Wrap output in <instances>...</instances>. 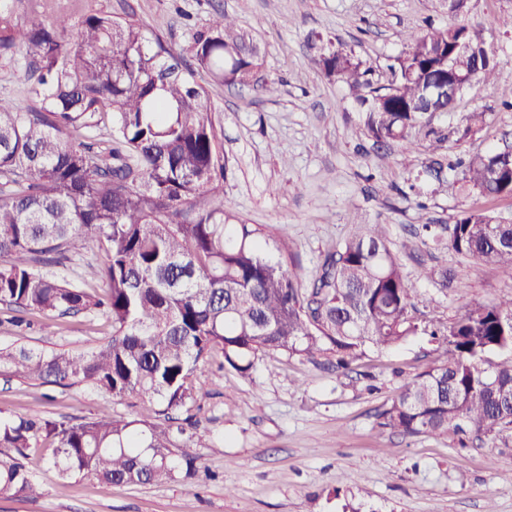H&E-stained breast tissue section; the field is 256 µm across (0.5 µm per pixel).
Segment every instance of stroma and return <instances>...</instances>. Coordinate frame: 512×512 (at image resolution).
<instances>
[{
    "instance_id": "obj_1",
    "label": "stroma",
    "mask_w": 512,
    "mask_h": 512,
    "mask_svg": "<svg viewBox=\"0 0 512 512\" xmlns=\"http://www.w3.org/2000/svg\"><path fill=\"white\" fill-rule=\"evenodd\" d=\"M73 16L83 6L122 17L173 46L208 26L216 11L236 18L261 51V77L280 85L268 97L250 87L211 82L207 92L221 117L224 205L263 224L289 243L288 269L301 284L315 277L330 247L355 224H383L392 251L417 291V309L450 321L476 304L512 295V279L495 267L435 246L462 212L484 211L512 221V196L462 189L457 173L425 174L430 161L448 163L512 142V110L498 104L495 84L478 82L453 111L435 114L432 136L416 133V148H380L360 131L346 88L314 66L311 42H332L386 73L406 48L405 35L425 18L449 19L441 0H59ZM512 0H470L467 17L481 25L486 47L512 77ZM36 72L25 61L0 59V100L30 103ZM486 109L483 127L461 130L469 112ZM82 262L52 273L98 293L103 263L92 244ZM437 266L455 275L444 290L427 279ZM30 327L0 324V348L24 341L33 349L85 351L108 339L99 313L34 314ZM446 345L424 335L379 349L365 347L349 370L330 356H259L248 374L223 366L214 352L197 370L208 392L192 410L213 435L197 449L199 472L188 482L108 485L89 478L56 479L48 470L54 443L30 449L26 465L44 484L38 501L0 499V512H512V429L462 448L453 435L408 437L380 430L378 415L404 385L446 361ZM140 399L112 398L83 385L60 386L0 374V413L43 412L79 423L105 415L135 418Z\"/></svg>"
}]
</instances>
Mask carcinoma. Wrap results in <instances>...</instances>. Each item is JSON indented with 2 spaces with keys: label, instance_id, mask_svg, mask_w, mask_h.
<instances>
[{
  "label": "carcinoma",
  "instance_id": "cac0c4a2",
  "mask_svg": "<svg viewBox=\"0 0 512 512\" xmlns=\"http://www.w3.org/2000/svg\"><path fill=\"white\" fill-rule=\"evenodd\" d=\"M406 34L407 49L388 66L395 88L353 53L321 46L315 65L343 84L378 143L413 147L411 132L431 113L411 103L459 41L484 42L461 19ZM21 48L38 72L29 93L38 106L0 100V304L60 315L99 312L112 336L86 351L0 350V369L15 376L69 381L113 397L138 394L137 418L104 416L70 424L37 413L0 415V498L37 501L42 483L26 465L39 438L56 441L49 469L57 478L92 477L114 485L189 480L193 448L210 432L173 414L188 412L201 389L200 361L219 349L245 374L261 353L313 358L331 352L345 369L367 345L390 348L430 331L448 358L417 374L380 414L379 427L405 435L470 431L491 436L512 427V296L470 307L453 322L423 327L409 312L415 288L388 244L383 225L359 224L328 251L308 287L288 271L290 245L267 226L224 207L221 121L205 79L254 85L269 97L279 83L257 80L258 48L222 11L192 34L178 58L134 15L90 9L78 24L64 7H47L19 23L0 0V57ZM482 80L498 85L512 108V79L498 65ZM487 196L512 195V151L497 147L451 165ZM93 243L106 262L103 297L48 273L72 260L77 243ZM456 253L512 278V222L466 211L448 240Z\"/></svg>",
  "mask_w": 512,
  "mask_h": 512
}]
</instances>
